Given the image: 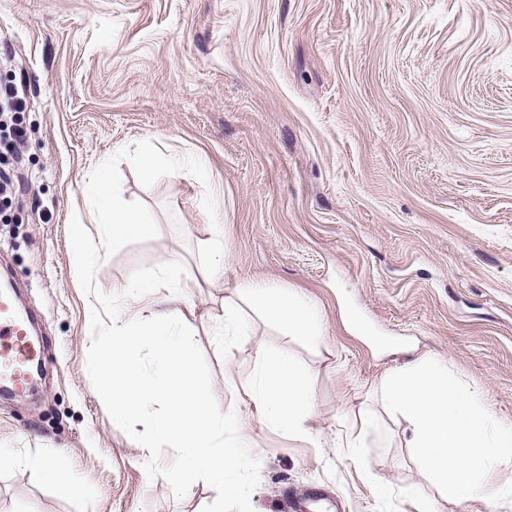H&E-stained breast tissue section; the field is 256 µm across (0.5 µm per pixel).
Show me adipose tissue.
I'll return each instance as SVG.
<instances>
[{"mask_svg":"<svg viewBox=\"0 0 512 512\" xmlns=\"http://www.w3.org/2000/svg\"><path fill=\"white\" fill-rule=\"evenodd\" d=\"M242 298L272 314L289 335L316 341L323 334L319 313L299 292L242 282L233 296L224 300V313L228 318L225 335L243 336L247 333L244 323L234 317L236 302ZM254 396L258 415L265 424L293 433L305 432L306 423L312 416L313 397L305 376L288 359L260 356ZM21 465L40 471L48 480L71 493L81 491L80 486L72 484L66 473L56 466L53 451L25 459L0 451V471Z\"/></svg>","mask_w":512,"mask_h":512,"instance_id":"ef3b65f1","label":"adipose tissue"}]
</instances>
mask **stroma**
Instances as JSON below:
<instances>
[{"label":"stroma","mask_w":512,"mask_h":512,"mask_svg":"<svg viewBox=\"0 0 512 512\" xmlns=\"http://www.w3.org/2000/svg\"><path fill=\"white\" fill-rule=\"evenodd\" d=\"M1 52L25 82L31 190L0 223V277L41 322L43 379L35 398H0V450H57L98 492L76 497L18 467L0 471V512H201L215 498L201 481L178 500L148 479V450L113 423L86 370L90 301L69 221L100 240L88 176L139 140L197 157L209 182L178 172L146 188L120 161L123 199L145 203L158 234L96 279L116 293L171 256L188 270L181 294L201 316L214 394L260 461L254 512H292L289 495L311 489L335 512H420L424 499L459 512L380 389L432 356L512 426V0H0ZM216 237L221 277L197 254ZM240 281L303 293L322 340L245 305L247 335H225ZM262 350L308 376L306 433L258 419ZM351 432L359 447H345Z\"/></svg>","instance_id":"35a3bbf8"}]
</instances>
